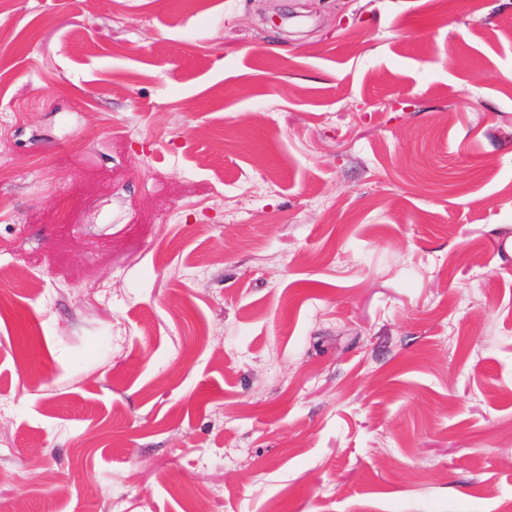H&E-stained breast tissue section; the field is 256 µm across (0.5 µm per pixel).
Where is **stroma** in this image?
Wrapping results in <instances>:
<instances>
[{
  "instance_id": "1",
  "label": "stroma",
  "mask_w": 512,
  "mask_h": 512,
  "mask_svg": "<svg viewBox=\"0 0 512 512\" xmlns=\"http://www.w3.org/2000/svg\"><path fill=\"white\" fill-rule=\"evenodd\" d=\"M0 512L512 506V0H14Z\"/></svg>"
}]
</instances>
